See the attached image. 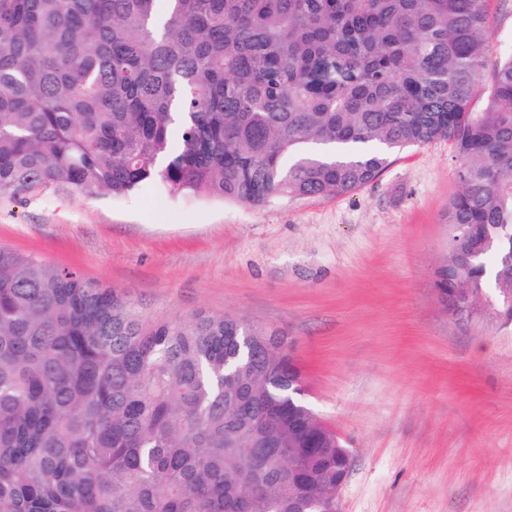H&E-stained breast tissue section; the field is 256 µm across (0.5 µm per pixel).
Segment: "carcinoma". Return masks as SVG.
Returning <instances> with one entry per match:
<instances>
[{
  "label": "carcinoma",
  "mask_w": 512,
  "mask_h": 512,
  "mask_svg": "<svg viewBox=\"0 0 512 512\" xmlns=\"http://www.w3.org/2000/svg\"><path fill=\"white\" fill-rule=\"evenodd\" d=\"M492 0H0V190L144 184L251 207L340 197L393 154L459 159L458 307L512 319V56L471 95ZM205 311L157 320L73 268L0 249V512H329L351 457L288 416V372ZM281 448L255 447L269 423ZM308 478L299 487L293 472Z\"/></svg>",
  "instance_id": "1"
}]
</instances>
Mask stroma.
Segmentation results:
<instances>
[{"mask_svg":"<svg viewBox=\"0 0 512 512\" xmlns=\"http://www.w3.org/2000/svg\"><path fill=\"white\" fill-rule=\"evenodd\" d=\"M490 24L477 111L512 52V0H493ZM457 165L437 141L355 194L261 208L155 185L5 191L0 248L74 268L150 317L227 313L285 336L352 457L340 512H512V321L495 291L459 311L435 285Z\"/></svg>","mask_w":512,"mask_h":512,"instance_id":"1","label":"stroma"}]
</instances>
